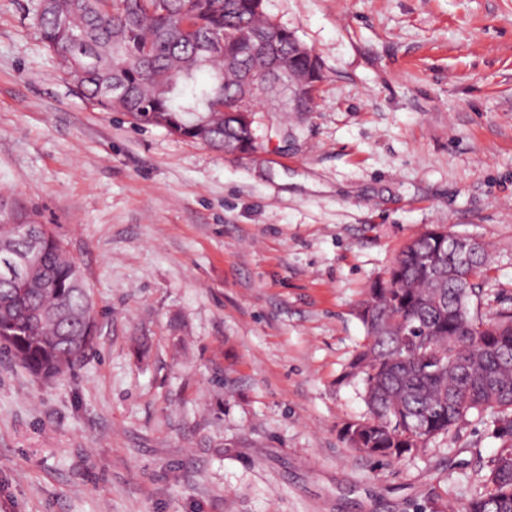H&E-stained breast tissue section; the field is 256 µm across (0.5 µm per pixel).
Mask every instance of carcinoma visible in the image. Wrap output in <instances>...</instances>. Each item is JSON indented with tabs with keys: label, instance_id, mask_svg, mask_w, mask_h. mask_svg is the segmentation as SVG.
Returning a JSON list of instances; mask_svg holds the SVG:
<instances>
[{
	"label": "carcinoma",
	"instance_id": "cac0c4a2",
	"mask_svg": "<svg viewBox=\"0 0 512 512\" xmlns=\"http://www.w3.org/2000/svg\"><path fill=\"white\" fill-rule=\"evenodd\" d=\"M41 40L71 73L82 61L80 93L105 112L135 124L163 127L215 150L233 138L253 149L241 113L237 80L224 74V46L213 33L261 34L277 27L254 0H51L37 4ZM208 74L200 81L199 75ZM118 79L128 97L106 92ZM45 288H28L0 263V351L33 377L70 374L94 349L97 320L79 265L46 224H39ZM448 232L432 227L412 239L369 289L361 312L366 343L351 373L362 377L370 417L346 428L350 447L401 457L447 435L472 413L487 415L500 445L489 459L486 488L462 512H512V312L483 319L477 277L486 266L483 244L470 263L448 277ZM0 243L25 248L0 223Z\"/></svg>",
	"mask_w": 512,
	"mask_h": 512
}]
</instances>
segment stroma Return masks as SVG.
<instances>
[{
	"label": "stroma",
	"mask_w": 512,
	"mask_h": 512,
	"mask_svg": "<svg viewBox=\"0 0 512 512\" xmlns=\"http://www.w3.org/2000/svg\"><path fill=\"white\" fill-rule=\"evenodd\" d=\"M36 0H0V197L81 267L95 349L45 382L0 353V512H460L499 445L469 417L353 450L371 283L432 226L488 244L512 310V0H264L316 56L224 155L83 97Z\"/></svg>",
	"instance_id": "stroma-1"
}]
</instances>
